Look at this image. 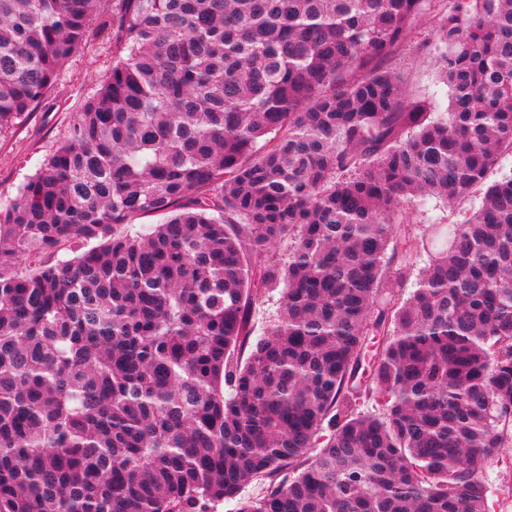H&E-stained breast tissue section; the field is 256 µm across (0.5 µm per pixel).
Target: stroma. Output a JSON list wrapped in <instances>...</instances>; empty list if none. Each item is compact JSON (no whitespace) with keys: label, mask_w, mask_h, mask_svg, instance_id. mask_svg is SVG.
<instances>
[{"label":"stroma","mask_w":512,"mask_h":512,"mask_svg":"<svg viewBox=\"0 0 512 512\" xmlns=\"http://www.w3.org/2000/svg\"><path fill=\"white\" fill-rule=\"evenodd\" d=\"M432 24L428 13L417 20L395 58V66L405 77L409 95L427 100L441 111L448 105V88L437 75ZM113 54L111 38L92 37L61 71L38 107L0 133V209L15 200L23 183L65 136L76 113L111 66ZM482 196L477 190L452 205L435 197L417 202L401 215L398 231L414 235L430 224L466 223Z\"/></svg>","instance_id":"obj_1"}]
</instances>
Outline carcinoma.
<instances>
[{"instance_id": "cac0c4a2", "label": "carcinoma", "mask_w": 512, "mask_h": 512, "mask_svg": "<svg viewBox=\"0 0 512 512\" xmlns=\"http://www.w3.org/2000/svg\"><path fill=\"white\" fill-rule=\"evenodd\" d=\"M430 2L0 0V132L115 37L0 211V512H491L512 174L404 300L386 254L395 215L469 197L512 152V0L435 14L442 112L393 66ZM428 245L404 241L398 278ZM279 291L280 289L272 292L265 291L256 301L250 323V343L255 344L257 340L265 337L269 321L277 313Z\"/></svg>"}]
</instances>
